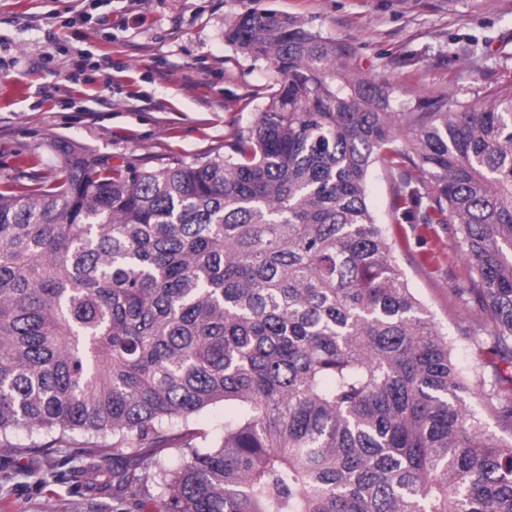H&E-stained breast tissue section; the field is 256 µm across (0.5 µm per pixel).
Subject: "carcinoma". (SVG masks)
Returning <instances> with one entry per match:
<instances>
[{
    "instance_id": "carcinoma-1",
    "label": "carcinoma",
    "mask_w": 512,
    "mask_h": 512,
    "mask_svg": "<svg viewBox=\"0 0 512 512\" xmlns=\"http://www.w3.org/2000/svg\"><path fill=\"white\" fill-rule=\"evenodd\" d=\"M272 81L224 153L154 169L79 146L30 185L0 183V438L83 460L151 512H512V376L464 372L403 277L367 194L449 224L471 269L462 335L512 362V83L404 107L347 46L246 11L225 29ZM232 409L217 441L192 427ZM175 449L167 467L160 453ZM465 399L470 408L482 419L489 432L496 433L498 436H502L505 439L511 438V432L502 429L497 416L485 405L480 386L475 385L471 391L465 395Z\"/></svg>"
}]
</instances>
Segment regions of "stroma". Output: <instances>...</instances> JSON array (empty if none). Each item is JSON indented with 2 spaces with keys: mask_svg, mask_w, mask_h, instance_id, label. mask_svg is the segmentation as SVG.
I'll return each mask as SVG.
<instances>
[{
  "mask_svg": "<svg viewBox=\"0 0 512 512\" xmlns=\"http://www.w3.org/2000/svg\"><path fill=\"white\" fill-rule=\"evenodd\" d=\"M250 9L344 41L354 66L403 101L512 82V0H0V179L53 173L73 145L137 168L223 152L257 119L270 82L263 62L224 39ZM397 185L377 163L369 201L401 272L462 366L492 372V356L459 338L479 313L450 292L468 275L455 239L395 212ZM32 439L21 428L0 442V512H124L111 488L73 478L77 462L26 453Z\"/></svg>",
  "mask_w": 512,
  "mask_h": 512,
  "instance_id": "1",
  "label": "stroma"
}]
</instances>
